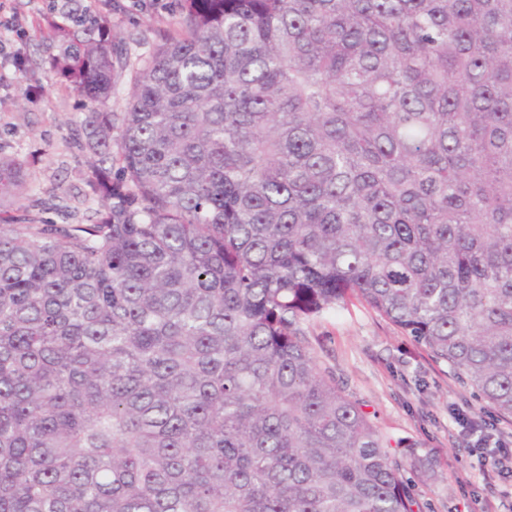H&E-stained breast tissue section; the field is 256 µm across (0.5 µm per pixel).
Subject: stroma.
Masks as SVG:
<instances>
[{
    "instance_id": "35a3bbf8",
    "label": "stroma",
    "mask_w": 512,
    "mask_h": 512,
    "mask_svg": "<svg viewBox=\"0 0 512 512\" xmlns=\"http://www.w3.org/2000/svg\"><path fill=\"white\" fill-rule=\"evenodd\" d=\"M154 10L132 9V0H11L13 22L26 30L17 36L0 27V156L29 157L31 193L59 224L81 222L66 206L85 188L87 158L75 142L82 119L78 98L69 88L47 86L40 27L50 17L71 26L93 28L100 21L129 60L116 78L112 109L124 111L137 68L153 53L179 19V0ZM307 340L322 366L355 396L391 446L415 443L418 455L431 456L433 476L412 475L411 490L423 512H471L474 501L499 505L500 488L488 487L473 466V438L453 419L462 412L475 420L496 419L493 409L432 361L410 337L360 302L341 305L313 318ZM512 432V421L496 419ZM468 483H460L461 475Z\"/></svg>"
}]
</instances>
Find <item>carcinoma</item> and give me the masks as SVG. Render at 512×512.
Wrapping results in <instances>:
<instances>
[{"mask_svg": "<svg viewBox=\"0 0 512 512\" xmlns=\"http://www.w3.org/2000/svg\"><path fill=\"white\" fill-rule=\"evenodd\" d=\"M46 39L88 216L0 157V512H415L306 338L352 299L512 418V0H180L124 112Z\"/></svg>", "mask_w": 512, "mask_h": 512, "instance_id": "1", "label": "carcinoma"}]
</instances>
